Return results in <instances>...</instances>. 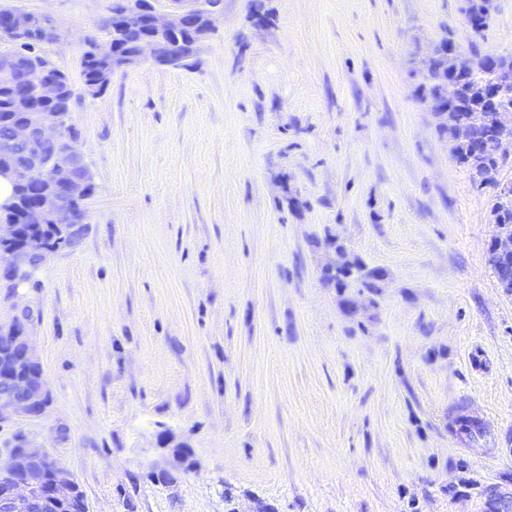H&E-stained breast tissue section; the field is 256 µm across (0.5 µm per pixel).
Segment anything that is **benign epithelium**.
I'll use <instances>...</instances> for the list:
<instances>
[{
    "mask_svg": "<svg viewBox=\"0 0 512 512\" xmlns=\"http://www.w3.org/2000/svg\"><path fill=\"white\" fill-rule=\"evenodd\" d=\"M178 8L169 14L155 10L151 0H113L112 19L116 30L137 31V51L129 57L134 63L148 59L158 65H172L190 56L195 45L211 32L213 19L222 3L213 0H172ZM495 10L494 0H463L462 13L471 30L477 19L490 20ZM0 16L8 19L11 34L25 38L31 24L29 13L1 8ZM176 31L191 35L173 54L164 36ZM0 66L14 76L13 88L17 99L28 103L52 101L55 112H41L13 126L12 139L0 143V150L12 154V160L0 164V178L20 187L28 184L32 173H42L53 182L54 192L29 204L18 224H0V245L8 247L6 259L0 260V270L8 279L14 299L15 314L11 328L0 342L8 348L10 368H0V421L12 416L39 417L49 405V392L39 362L30 353L26 325L28 308H19L20 289L32 285L47 258L67 248L64 229L73 217L70 205L83 198L84 174L89 170L84 153L74 141L64 135V119L68 107L60 102L62 80L53 73L35 81L19 70L15 57L0 59ZM473 99L479 105L466 110L454 126L450 137L462 142L472 160L469 171L479 186H497L498 191L512 197V181L498 178L499 167L482 159V140L496 141L499 156H512V56L489 55L484 69L472 73L470 84L454 78L440 84L430 100L436 117H443L463 99ZM512 255V233L501 229L491 239L488 256ZM10 464L0 467V512H65L76 503L78 487L60 462L43 448L18 446L9 449Z\"/></svg>",
    "mask_w": 512,
    "mask_h": 512,
    "instance_id": "benign-epithelium-1",
    "label": "benign epithelium"
}]
</instances>
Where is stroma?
I'll use <instances>...</instances> for the list:
<instances>
[{"mask_svg": "<svg viewBox=\"0 0 512 512\" xmlns=\"http://www.w3.org/2000/svg\"><path fill=\"white\" fill-rule=\"evenodd\" d=\"M111 0H0L51 19L95 185L75 247L24 291L50 406L0 450L57 457L87 512H483L512 497V294L488 189L413 71L441 39L512 53V0H224L175 65L99 96ZM384 278L345 308L332 240ZM489 435L466 442L458 410ZM232 489L233 502L224 499ZM462 2V13L464 14L467 25L473 32L476 30L477 25L475 24L478 18H483L485 19L484 21H488L492 18L493 12L495 10L494 0H463ZM475 15H477V18ZM488 26L489 23L485 24L481 22L476 30V33L481 34L486 28H488Z\"/></svg>", "mask_w": 512, "mask_h": 512, "instance_id": "obj_1", "label": "stroma"}]
</instances>
